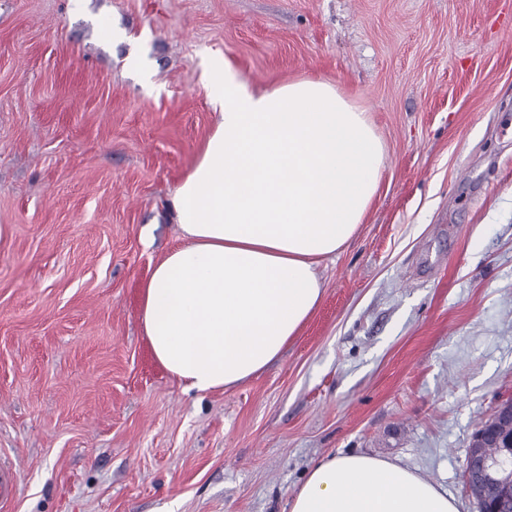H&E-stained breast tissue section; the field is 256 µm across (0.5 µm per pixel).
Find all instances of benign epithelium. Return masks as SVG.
Wrapping results in <instances>:
<instances>
[{
	"label": "benign epithelium",
	"instance_id": "obj_1",
	"mask_svg": "<svg viewBox=\"0 0 512 512\" xmlns=\"http://www.w3.org/2000/svg\"><path fill=\"white\" fill-rule=\"evenodd\" d=\"M512 421V399L497 404L490 420L480 427L477 443L467 452L465 482L475 495L479 512H495L491 500L512 499V444L499 445V424Z\"/></svg>",
	"mask_w": 512,
	"mask_h": 512
}]
</instances>
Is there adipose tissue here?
<instances>
[{"label": "adipose tissue", "instance_id": "obj_1", "mask_svg": "<svg viewBox=\"0 0 512 512\" xmlns=\"http://www.w3.org/2000/svg\"><path fill=\"white\" fill-rule=\"evenodd\" d=\"M216 124L168 204L180 242L145 283L139 322L186 389L239 385L281 355L318 306L319 266L355 236L385 168L365 109L331 82L256 91L209 63ZM290 512H459L411 470L366 455L315 466Z\"/></svg>", "mask_w": 512, "mask_h": 512}]
</instances>
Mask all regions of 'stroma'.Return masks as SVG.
Listing matches in <instances>:
<instances>
[{
  "label": "stroma",
  "mask_w": 512,
  "mask_h": 512,
  "mask_svg": "<svg viewBox=\"0 0 512 512\" xmlns=\"http://www.w3.org/2000/svg\"><path fill=\"white\" fill-rule=\"evenodd\" d=\"M214 59L258 90L335 83L386 167L281 357L197 393L156 361L138 308L180 241L168 201L215 123ZM510 397L512 0H0L13 512H289L339 454L478 512L466 455Z\"/></svg>",
  "instance_id": "1"
}]
</instances>
